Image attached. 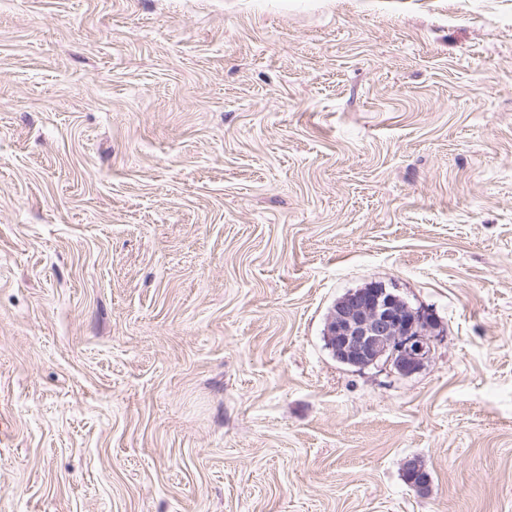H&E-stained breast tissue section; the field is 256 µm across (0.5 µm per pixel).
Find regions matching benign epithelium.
Segmentation results:
<instances>
[{
    "instance_id": "7a95c632",
    "label": "benign epithelium",
    "mask_w": 512,
    "mask_h": 512,
    "mask_svg": "<svg viewBox=\"0 0 512 512\" xmlns=\"http://www.w3.org/2000/svg\"><path fill=\"white\" fill-rule=\"evenodd\" d=\"M433 327L429 312L412 308L391 289L371 283L336 303L325 340L333 354L352 367L382 365L409 375L428 358ZM404 471L415 489L428 488L430 475L420 461H406Z\"/></svg>"
}]
</instances>
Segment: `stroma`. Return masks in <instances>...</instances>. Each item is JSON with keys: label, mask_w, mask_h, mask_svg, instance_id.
I'll return each mask as SVG.
<instances>
[{"label": "stroma", "mask_w": 512, "mask_h": 512, "mask_svg": "<svg viewBox=\"0 0 512 512\" xmlns=\"http://www.w3.org/2000/svg\"><path fill=\"white\" fill-rule=\"evenodd\" d=\"M0 512H512V0H0ZM433 316L411 308L390 288L371 283L344 295L328 320L326 345L352 367L417 371L431 351Z\"/></svg>", "instance_id": "1"}]
</instances>
